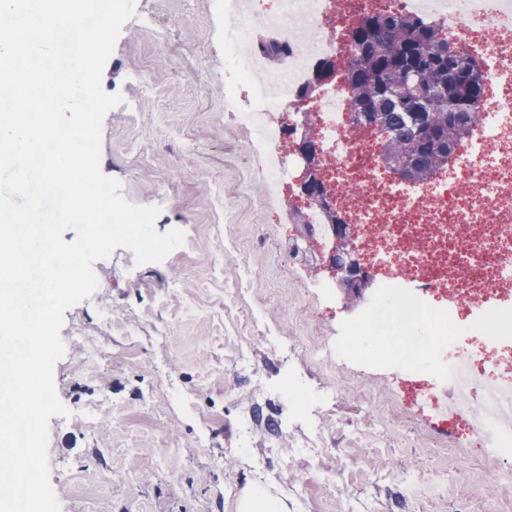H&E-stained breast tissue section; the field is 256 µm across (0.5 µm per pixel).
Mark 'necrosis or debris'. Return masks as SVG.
Instances as JSON below:
<instances>
[{
  "label": "necrosis or debris",
  "instance_id": "obj_1",
  "mask_svg": "<svg viewBox=\"0 0 512 512\" xmlns=\"http://www.w3.org/2000/svg\"><path fill=\"white\" fill-rule=\"evenodd\" d=\"M224 109L235 113L269 186L286 176L275 112L313 113L333 161L337 203L357 224L354 245L381 272L368 317L403 304L445 328L431 358L405 369L413 404L490 462L512 459V5L507 0H219ZM376 10L432 16L449 41L481 59L492 94L445 179L420 186L382 168L379 141L355 133L342 83L302 104L299 88L323 57L346 53L345 29ZM287 46L278 69L253 50L257 29Z\"/></svg>",
  "mask_w": 512,
  "mask_h": 512
}]
</instances>
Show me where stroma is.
Listing matches in <instances>:
<instances>
[{"instance_id":"35a3bbf8","label":"stroma","mask_w":512,"mask_h":512,"mask_svg":"<svg viewBox=\"0 0 512 512\" xmlns=\"http://www.w3.org/2000/svg\"><path fill=\"white\" fill-rule=\"evenodd\" d=\"M102 86L125 100L103 120L102 173L185 242L144 265L116 248L64 313L54 382L70 414L50 418L48 447L60 512H238L257 487L288 512H512V462L486 482L480 451L405 406L403 374L362 364L415 358L435 336H413L406 309L336 340L351 313L313 301V270L280 248L294 227L262 208L223 107L213 0H135ZM322 341L352 367L323 360ZM297 385L337 395L301 410Z\"/></svg>"}]
</instances>
